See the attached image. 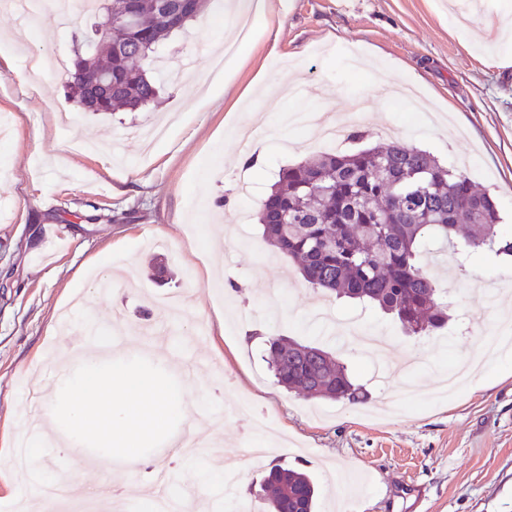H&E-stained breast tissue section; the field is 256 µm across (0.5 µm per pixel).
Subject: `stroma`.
<instances>
[{
    "label": "stroma",
    "mask_w": 512,
    "mask_h": 512,
    "mask_svg": "<svg viewBox=\"0 0 512 512\" xmlns=\"http://www.w3.org/2000/svg\"><path fill=\"white\" fill-rule=\"evenodd\" d=\"M226 2L208 0L159 50L157 103L112 114L85 110L65 89L93 15L73 9L66 27L29 32L14 50L3 37L21 23L0 13V512H14L12 451L31 390L54 397L58 358L73 370L85 352L196 377L219 406L196 425L224 454L251 442L248 424L223 413L236 395L276 416L288 450L244 459L232 496L195 487L198 512H235L275 464L314 477L317 512H512V264L479 251L462 267L445 258L451 318L414 336L380 311L305 287L256 219L278 170L326 149L316 128L287 125L285 114L318 108L345 120L362 99L371 111L353 127L366 143L397 126L401 141L489 190L512 229V46L500 40V0H283L279 31L254 28L228 84L213 85ZM366 50L417 102L378 100L371 76L346 68ZM31 56L44 68L27 87L17 75ZM261 74L294 94L263 93ZM245 90L244 109L233 110L232 94ZM63 110L71 125L60 124ZM174 112L179 122L146 147L140 127ZM157 262L172 281L151 277ZM112 265L123 276L97 300L94 277ZM351 319L387 337L391 362L416 358L410 376L378 375L360 337L337 339L336 323ZM273 330L329 350L365 401L279 387L264 352ZM42 465L76 494L107 505L117 492L132 510L158 470L195 486L168 441L130 476L107 456L71 459L55 444ZM405 483L424 488L420 503L400 497Z\"/></svg>",
    "instance_id": "stroma-1"
}]
</instances>
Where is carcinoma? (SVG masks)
I'll list each match as a JSON object with an SVG mask.
<instances>
[{"mask_svg":"<svg viewBox=\"0 0 512 512\" xmlns=\"http://www.w3.org/2000/svg\"><path fill=\"white\" fill-rule=\"evenodd\" d=\"M95 39L76 54L67 87L92 112L137 110L157 97L146 66L171 33L207 0H98ZM126 15L134 23L120 22ZM263 237L291 259L312 290L357 301L392 316L409 334L449 320L448 292L429 272V251L454 245L512 257L494 198L436 156L398 140L321 153L283 167L257 212ZM279 385L307 397L365 399L332 353L279 334L268 337ZM262 512H314L315 484L302 471L273 466Z\"/></svg>","mask_w":512,"mask_h":512,"instance_id":"carcinoma-1","label":"carcinoma"}]
</instances>
